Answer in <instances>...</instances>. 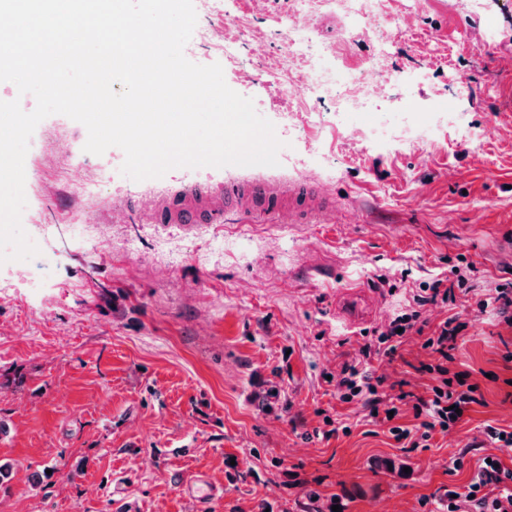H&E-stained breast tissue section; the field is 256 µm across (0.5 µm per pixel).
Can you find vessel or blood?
<instances>
[{"instance_id": "vessel-or-blood-1", "label": "vessel or blood", "mask_w": 512, "mask_h": 512, "mask_svg": "<svg viewBox=\"0 0 512 512\" xmlns=\"http://www.w3.org/2000/svg\"><path fill=\"white\" fill-rule=\"evenodd\" d=\"M236 211L262 218L283 217L289 224L323 222L335 211V203L322 187L309 181H279L263 176L238 178L217 188L192 186L154 213L160 224L222 223L225 212Z\"/></svg>"}]
</instances>
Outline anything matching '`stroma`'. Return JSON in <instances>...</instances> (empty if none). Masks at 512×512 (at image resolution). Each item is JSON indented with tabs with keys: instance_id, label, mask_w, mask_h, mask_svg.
I'll use <instances>...</instances> for the list:
<instances>
[{
	"instance_id": "35a3bbf8",
	"label": "stroma",
	"mask_w": 512,
	"mask_h": 512,
	"mask_svg": "<svg viewBox=\"0 0 512 512\" xmlns=\"http://www.w3.org/2000/svg\"><path fill=\"white\" fill-rule=\"evenodd\" d=\"M289 8L231 0L229 14H198L224 39L247 37L233 59L193 41L185 56L220 64L227 85L253 99L283 143L274 175L331 193L327 223H149L181 189L242 169L176 168L137 182L121 175L117 147L86 154L75 172H115L91 206L63 174L85 126L53 114L36 127L22 225L56 232L32 260L0 265V377H25L23 388H0V463L11 468L0 512L19 500L34 512H114L118 491L136 512H448L449 490H464L484 456L512 468V451L485 435L512 427V328L489 301L512 292V251L500 247L512 240V0H486L492 37L467 0H384L388 18L409 20L393 67L427 78L392 89L374 111L341 116L329 101L288 93L307 71L286 51ZM325 17L309 18L314 38L335 47L343 68L362 65L373 45L348 36L339 16L321 28ZM457 77L471 85L466 98L453 94ZM440 104L455 112L432 139L362 147L366 127L408 112L424 122ZM78 220L95 225L100 247L71 237ZM130 238L137 254L122 247ZM456 269L466 284L453 301L417 305ZM416 309L431 330L458 316L448 372L478 387L469 414L425 448L397 442L336 389L347 365L383 377L393 398L440 384L431 367L441 360L416 333L395 356L362 353ZM398 407V425L413 427L410 403ZM52 461L59 470L45 475ZM196 476L218 498L187 500L180 487Z\"/></svg>"
}]
</instances>
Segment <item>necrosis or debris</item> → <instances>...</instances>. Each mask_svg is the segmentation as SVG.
I'll return each instance as SVG.
<instances>
[{
	"instance_id": "4bbe7bcc",
	"label": "necrosis or debris",
	"mask_w": 512,
	"mask_h": 512,
	"mask_svg": "<svg viewBox=\"0 0 512 512\" xmlns=\"http://www.w3.org/2000/svg\"><path fill=\"white\" fill-rule=\"evenodd\" d=\"M381 0H292L288 15V55L307 61L303 91L312 98L330 99L337 113L368 112L385 96L390 87L406 82L403 71L389 63L387 46L395 34L385 23ZM326 9L342 15L351 32L376 44L379 53L355 70L343 69L333 46L317 43L304 19L312 10Z\"/></svg>"
}]
</instances>
